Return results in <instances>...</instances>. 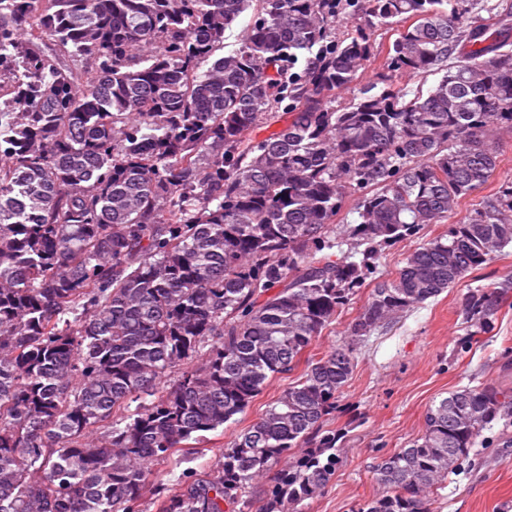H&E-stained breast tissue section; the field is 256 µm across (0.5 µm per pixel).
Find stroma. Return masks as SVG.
Listing matches in <instances>:
<instances>
[{"label":"stroma","mask_w":512,"mask_h":512,"mask_svg":"<svg viewBox=\"0 0 512 512\" xmlns=\"http://www.w3.org/2000/svg\"><path fill=\"white\" fill-rule=\"evenodd\" d=\"M512 272V245L481 273L470 275L425 305L409 310L389 328L375 331L357 348L356 368L328 422L346 432L341 464L317 497L297 512H352L355 504L381 493L373 468L394 450L421 435L432 402L463 386L492 383L512 389V293L498 312L493 335L470 337L461 314L464 296ZM370 290L361 288L314 345L317 355L349 341L350 325ZM272 378L239 422L207 433L204 454L158 465L168 486L183 472L211 467L225 444L248 427L292 382ZM499 429L485 432L496 449L477 469L461 468L435 489V512H512V447L498 448Z\"/></svg>","instance_id":"obj_1"}]
</instances>
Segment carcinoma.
<instances>
[{"label": "carcinoma", "instance_id": "obj_1", "mask_svg": "<svg viewBox=\"0 0 512 512\" xmlns=\"http://www.w3.org/2000/svg\"><path fill=\"white\" fill-rule=\"evenodd\" d=\"M250 7L239 47L216 55ZM474 9L0 0V512H143L147 497L157 512H293L327 486L344 432L325 422L355 342L512 244L509 181L394 278L377 265L479 191L512 133V6L486 24ZM404 20L382 86L336 106L379 27ZM439 72L426 90L396 85ZM369 280L351 340L309 355ZM511 290L509 273L464 296L471 335L495 330ZM302 362L212 468L163 483L155 466ZM500 421L512 390L494 384L432 403L377 464L384 493L353 512H432Z\"/></svg>", "mask_w": 512, "mask_h": 512}]
</instances>
